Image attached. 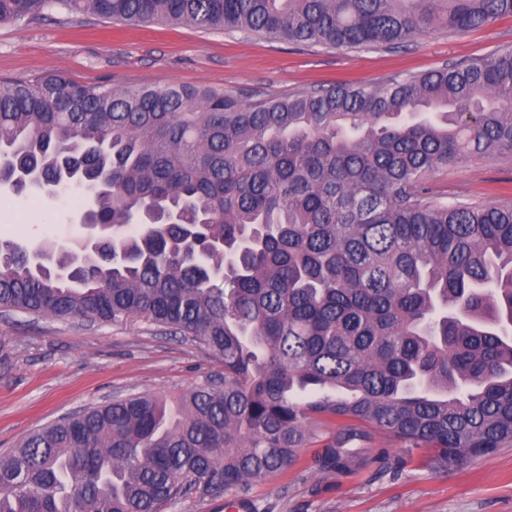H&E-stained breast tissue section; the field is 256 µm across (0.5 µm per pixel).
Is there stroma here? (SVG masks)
I'll use <instances>...</instances> for the list:
<instances>
[{"mask_svg":"<svg viewBox=\"0 0 512 512\" xmlns=\"http://www.w3.org/2000/svg\"><path fill=\"white\" fill-rule=\"evenodd\" d=\"M512 47V17L474 30L424 32L391 50L324 49L186 24H108L93 15L0 24V79L60 73L116 89L182 84L243 103L343 81L373 87ZM443 201L512 195V153L439 170ZM81 207L67 196L0 189V233L35 243L73 235ZM222 366L181 337L143 323L0 317V451L68 412L132 394L180 395L220 378ZM329 428L300 463L253 486L260 512H512V448L447 471L409 459L392 438L366 444L364 468L322 475L313 465Z\"/></svg>","mask_w":512,"mask_h":512,"instance_id":"1","label":"stroma"}]
</instances>
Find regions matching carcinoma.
<instances>
[{
	"instance_id": "obj_1",
	"label": "carcinoma",
	"mask_w": 512,
	"mask_h": 512,
	"mask_svg": "<svg viewBox=\"0 0 512 512\" xmlns=\"http://www.w3.org/2000/svg\"><path fill=\"white\" fill-rule=\"evenodd\" d=\"M332 49L393 48L512 16V0H0ZM512 152V48L373 88L249 104L212 88L0 80V184L88 186L126 257L37 265L0 237V316L143 321L224 368L129 395L0 453V512H166L251 497L300 461L349 471L370 431L458 468L512 446V201H441L440 168ZM180 215L173 224L169 215Z\"/></svg>"
}]
</instances>
